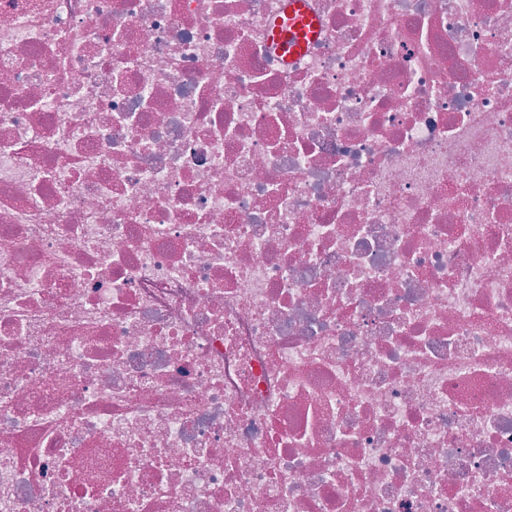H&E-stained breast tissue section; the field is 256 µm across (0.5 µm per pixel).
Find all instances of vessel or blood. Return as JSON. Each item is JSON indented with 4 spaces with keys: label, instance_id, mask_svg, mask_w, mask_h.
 Masks as SVG:
<instances>
[{
    "label": "vessel or blood",
    "instance_id": "1",
    "mask_svg": "<svg viewBox=\"0 0 512 512\" xmlns=\"http://www.w3.org/2000/svg\"><path fill=\"white\" fill-rule=\"evenodd\" d=\"M319 34L320 24L309 11L307 0H286L282 17L269 29V40L289 64L303 54Z\"/></svg>",
    "mask_w": 512,
    "mask_h": 512
}]
</instances>
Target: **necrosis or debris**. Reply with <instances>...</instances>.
Here are the masks:
<instances>
[{
    "mask_svg": "<svg viewBox=\"0 0 512 512\" xmlns=\"http://www.w3.org/2000/svg\"><path fill=\"white\" fill-rule=\"evenodd\" d=\"M0 0V512H512V0ZM320 24L309 11L307 0H287L283 16L270 26L269 40L291 64L320 34Z\"/></svg>",
    "mask_w": 512,
    "mask_h": 512,
    "instance_id": "necrosis-or-debris-1",
    "label": "necrosis or debris"
}]
</instances>
